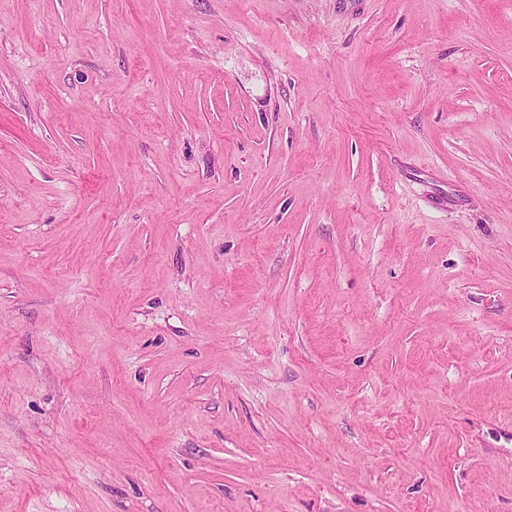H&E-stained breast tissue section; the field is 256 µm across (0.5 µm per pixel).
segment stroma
<instances>
[{
    "instance_id": "stroma-1",
    "label": "stroma",
    "mask_w": 512,
    "mask_h": 512,
    "mask_svg": "<svg viewBox=\"0 0 512 512\" xmlns=\"http://www.w3.org/2000/svg\"><path fill=\"white\" fill-rule=\"evenodd\" d=\"M0 512H512V0H0Z\"/></svg>"
}]
</instances>
